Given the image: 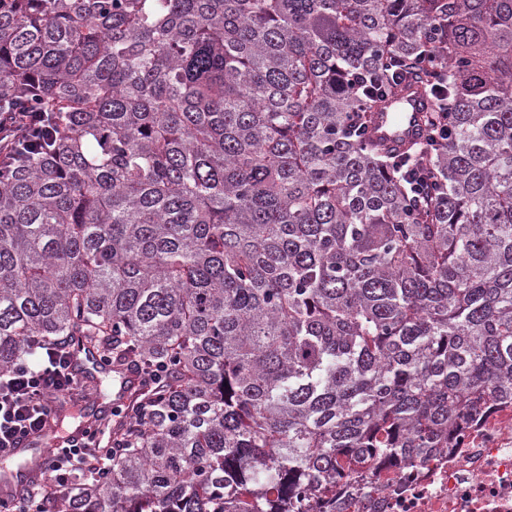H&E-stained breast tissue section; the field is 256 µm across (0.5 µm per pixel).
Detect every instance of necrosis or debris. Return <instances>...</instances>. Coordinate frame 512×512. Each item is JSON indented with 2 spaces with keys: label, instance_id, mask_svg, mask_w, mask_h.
Listing matches in <instances>:
<instances>
[{
  "label": "necrosis or debris",
  "instance_id": "1",
  "mask_svg": "<svg viewBox=\"0 0 512 512\" xmlns=\"http://www.w3.org/2000/svg\"><path fill=\"white\" fill-rule=\"evenodd\" d=\"M340 512H512V406L481 419L460 447L341 489Z\"/></svg>",
  "mask_w": 512,
  "mask_h": 512
}]
</instances>
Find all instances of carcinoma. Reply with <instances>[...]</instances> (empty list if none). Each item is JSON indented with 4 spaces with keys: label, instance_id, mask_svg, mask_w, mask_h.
<instances>
[{
    "label": "carcinoma",
    "instance_id": "carcinoma-1",
    "mask_svg": "<svg viewBox=\"0 0 512 512\" xmlns=\"http://www.w3.org/2000/svg\"><path fill=\"white\" fill-rule=\"evenodd\" d=\"M422 61L428 130L366 137ZM0 374L162 378L34 512H309L512 405V0H0Z\"/></svg>",
    "mask_w": 512,
    "mask_h": 512
}]
</instances>
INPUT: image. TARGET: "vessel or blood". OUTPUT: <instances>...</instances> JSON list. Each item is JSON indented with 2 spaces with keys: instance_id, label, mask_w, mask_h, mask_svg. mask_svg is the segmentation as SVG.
<instances>
[{
  "instance_id": "1",
  "label": "vessel or blood",
  "mask_w": 512,
  "mask_h": 512,
  "mask_svg": "<svg viewBox=\"0 0 512 512\" xmlns=\"http://www.w3.org/2000/svg\"><path fill=\"white\" fill-rule=\"evenodd\" d=\"M429 102L420 83L407 81L397 98L385 99L369 126L371 140L383 150L397 154L425 136L421 117Z\"/></svg>"
}]
</instances>
